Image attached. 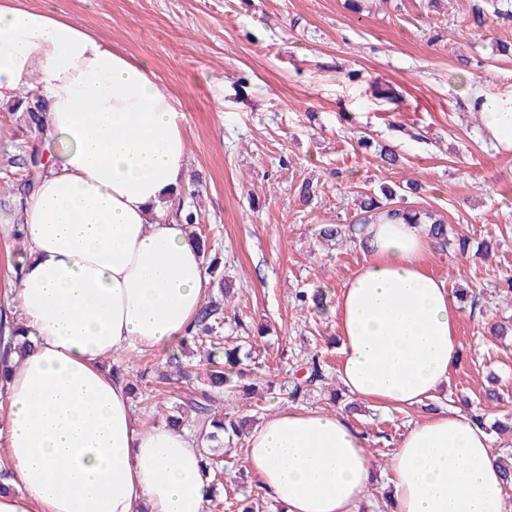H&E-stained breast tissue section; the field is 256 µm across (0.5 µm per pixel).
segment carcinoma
Returning a JSON list of instances; mask_svg holds the SVG:
<instances>
[{"label":"carcinoma","instance_id":"1","mask_svg":"<svg viewBox=\"0 0 512 512\" xmlns=\"http://www.w3.org/2000/svg\"><path fill=\"white\" fill-rule=\"evenodd\" d=\"M14 109L22 110V116L29 129L39 130L45 122L46 108L44 101L33 92L28 91L17 98ZM48 164L42 162V156L27 150L9 156L4 164V174L9 169L18 168L25 171L20 180L12 183L13 201H21L35 188L37 180L45 172ZM417 188L413 179L405 184L384 186L381 194H364L359 202V217L356 223L343 227L341 224H327L321 227L319 235L327 240L354 239L358 232L356 225L370 224L380 216L403 218L414 224L427 225L429 238L434 245L444 250L452 245L448 235V224L443 216L431 211H423L406 204L404 191L413 192ZM181 222L192 228V237L202 253L207 275L210 278L207 300L196 313L192 326L178 342L179 352L167 356L169 373L165 380L191 383V365L182 360L186 352L200 353L206 357L209 372L202 383L193 386L188 396L172 402L173 413L168 415L167 422L183 427L184 419L193 416L192 428L196 429L195 439L203 446L204 459L211 460L210 452L223 447L222 437L242 439L246 435L247 426L252 422L248 416H238L236 412L223 411L240 399H246L250 391L255 389L252 382L243 381L245 373L239 370L243 364L242 349L250 344V340L241 337L222 336L224 331V307L233 302L230 294L232 289L224 281V271L220 270V261L210 256L211 245L206 234L202 233L197 224V213L190 206H180ZM298 307L302 310L320 312L325 310V294L320 290L303 291L296 296ZM28 339L23 337L21 318L14 307L0 305V382L8 380L10 364L14 356H22ZM329 392V400L337 402L340 390L329 382L324 365L316 353L302 358L293 369L292 388L288 398L296 402L316 388Z\"/></svg>","mask_w":512,"mask_h":512}]
</instances>
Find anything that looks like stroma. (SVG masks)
Returning a JSON list of instances; mask_svg holds the SVG:
<instances>
[{
	"mask_svg": "<svg viewBox=\"0 0 512 512\" xmlns=\"http://www.w3.org/2000/svg\"><path fill=\"white\" fill-rule=\"evenodd\" d=\"M80 22L113 48L148 62L173 96L186 136V182L198 222L224 255L236 292L226 311L238 336L257 335L255 374L276 381L261 405L288 408L291 366L319 351L341 362L337 316L299 310L298 291L338 295L369 258L352 242L321 241L323 224H351L361 194L416 179L410 205L443 215L453 233L496 238L490 258L433 251L426 266L462 302L463 352L448 385L405 411L362 403L352 426L369 437L375 480L360 512H391L384 490L394 445L434 408L502 398L488 420L512 413V305L496 292L512 276V153L483 136L473 91H512V19L476 25L487 0H12ZM356 79H349V72ZM396 149L387 169L358 139ZM45 150L11 102L0 103V156ZM309 199H302V185Z\"/></svg>",
	"mask_w": 512,
	"mask_h": 512,
	"instance_id": "1",
	"label": "stroma"
}]
</instances>
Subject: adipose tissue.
<instances>
[{
    "label": "adipose tissue",
    "instance_id": "obj_1",
    "mask_svg": "<svg viewBox=\"0 0 512 512\" xmlns=\"http://www.w3.org/2000/svg\"><path fill=\"white\" fill-rule=\"evenodd\" d=\"M35 84L57 161L22 208L30 255L14 300L32 347L12 368L0 456L15 491L0 512H203L200 447L133 416L106 359L169 352L207 292L202 255L170 210L187 161L170 93L145 61L82 25L0 0V100ZM483 133L512 151V92L478 99ZM370 260L336 299L339 380L362 399L423 404L461 361L460 308L429 272L423 225H366ZM368 437L338 412L284 410L248 439L244 466L284 512H357L374 479ZM392 512H506L489 435L440 411L400 436Z\"/></svg>",
    "mask_w": 512,
    "mask_h": 512
}]
</instances>
